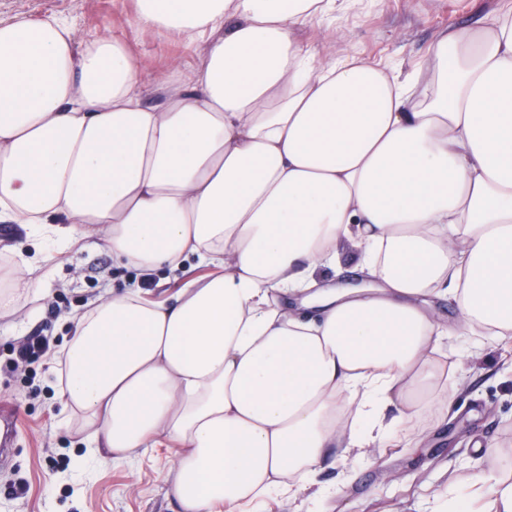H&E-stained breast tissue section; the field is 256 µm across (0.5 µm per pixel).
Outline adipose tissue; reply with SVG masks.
<instances>
[{
    "label": "adipose tissue",
    "instance_id": "obj_1",
    "mask_svg": "<svg viewBox=\"0 0 512 512\" xmlns=\"http://www.w3.org/2000/svg\"><path fill=\"white\" fill-rule=\"evenodd\" d=\"M358 4L135 0L142 29L201 49L154 104L125 43L0 21V223L100 236L146 279L210 270L69 317L58 378L87 457L177 449L179 512H261L328 452L448 414L431 298L456 301L460 335L512 339V0L407 71L304 39ZM343 244L363 281L323 284ZM441 509L512 512V481L479 473Z\"/></svg>",
    "mask_w": 512,
    "mask_h": 512
}]
</instances>
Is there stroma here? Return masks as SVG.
Segmentation results:
<instances>
[{"instance_id":"obj_1","label":"stroma","mask_w":512,"mask_h":512,"mask_svg":"<svg viewBox=\"0 0 512 512\" xmlns=\"http://www.w3.org/2000/svg\"><path fill=\"white\" fill-rule=\"evenodd\" d=\"M132 2L0 0V20L52 14L72 27L76 44L100 36L123 41L152 103L162 77L198 67L199 48L185 38L143 31L133 20ZM488 8L487 0H366L362 11L317 26L309 36L336 57L353 51L396 65L417 60L439 29L474 23ZM17 244L36 266L54 248L19 225L0 223L1 279L9 274V249ZM199 273L188 265L144 281L135 269L117 265L109 251L76 247L63 252L44 278L43 298L0 310V408L15 413L11 449L0 457V512H178L161 478L176 460L173 449L157 448L120 463L77 465L87 430L77 421L65 423L57 377L67 316L115 290L170 295ZM32 336L48 337L50 352L14 367L18 346ZM438 359L452 407L445 422L427 417L421 447L374 448L368 460L349 466L327 459L321 481L345 477L337 494L323 503L280 496L265 512H433L435 495L468 488L473 474L491 468L512 472V341L452 336Z\"/></svg>"}]
</instances>
